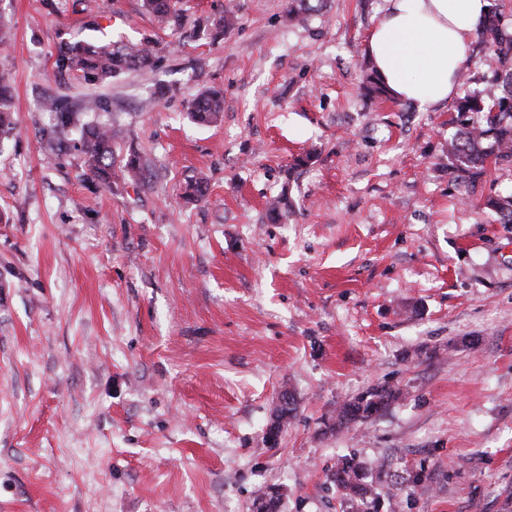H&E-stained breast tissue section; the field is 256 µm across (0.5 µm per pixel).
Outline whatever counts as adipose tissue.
<instances>
[{"mask_svg":"<svg viewBox=\"0 0 512 512\" xmlns=\"http://www.w3.org/2000/svg\"><path fill=\"white\" fill-rule=\"evenodd\" d=\"M489 0H384L367 54L392 95L427 111L458 94Z\"/></svg>","mask_w":512,"mask_h":512,"instance_id":"1","label":"adipose tissue"}]
</instances>
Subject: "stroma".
Masks as SVG:
<instances>
[{
	"label": "stroma",
	"instance_id": "1",
	"mask_svg": "<svg viewBox=\"0 0 512 512\" xmlns=\"http://www.w3.org/2000/svg\"><path fill=\"white\" fill-rule=\"evenodd\" d=\"M383 6L290 21L288 0H178L163 29L143 0H0V512H254L270 488L278 512H343L331 472L350 452L381 512H512V224L482 207L512 167L460 186L453 104L364 96ZM70 37L149 38L160 63L60 82ZM213 87L220 119L196 125ZM53 97L80 124L106 100L146 185L86 178L78 132L46 134ZM378 386L397 399L337 425ZM223 105L221 92L211 90L191 103L188 114L195 123L210 124L218 120Z\"/></svg>",
	"mask_w": 512,
	"mask_h": 512
}]
</instances>
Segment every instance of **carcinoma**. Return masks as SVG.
Listing matches in <instances>:
<instances>
[{
  "label": "carcinoma",
  "mask_w": 512,
  "mask_h": 512,
  "mask_svg": "<svg viewBox=\"0 0 512 512\" xmlns=\"http://www.w3.org/2000/svg\"><path fill=\"white\" fill-rule=\"evenodd\" d=\"M147 8L163 27L175 25L178 16L172 0H146ZM485 53L482 64L492 74V80L506 82L508 89L498 96L480 93L459 98L455 111L459 129L448 139V168L463 180H473L486 172L487 163L512 164V28L505 25L496 7L490 8L487 22L480 29ZM155 46L147 42L140 46L106 44L87 39L59 42L53 62V75L72 77L80 83L96 87L110 78L135 69H148L156 63ZM363 84L371 97L387 98L388 91L370 61H365ZM11 91L9 83L0 79V134L10 132ZM221 92L211 90L195 99L189 107V117L198 124H210L223 112ZM54 124L53 135H64L74 126L73 114L50 101ZM112 127L101 121H90L81 127L75 148L81 157L83 174L109 185L117 180L137 183L143 171L142 157L134 150L122 159L114 151ZM484 207L497 215L499 223L512 224V194L490 196ZM394 392L373 388L357 400L343 405L337 415L340 423L366 420L383 410L393 399ZM336 486L346 491L351 512H378L380 492L368 480L366 463L356 453L337 460L333 471ZM281 492L272 489L256 499L257 512H273Z\"/></svg>",
  "instance_id": "carcinoma-1"
}]
</instances>
